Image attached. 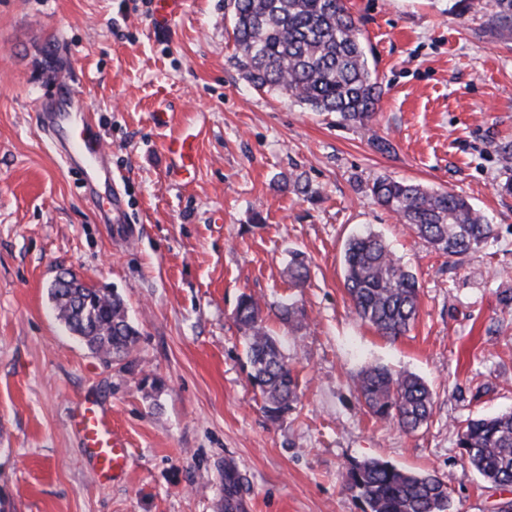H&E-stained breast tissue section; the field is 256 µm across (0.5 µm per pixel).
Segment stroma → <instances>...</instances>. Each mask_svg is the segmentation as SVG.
<instances>
[{"label": "stroma", "instance_id": "obj_1", "mask_svg": "<svg viewBox=\"0 0 512 512\" xmlns=\"http://www.w3.org/2000/svg\"><path fill=\"white\" fill-rule=\"evenodd\" d=\"M382 86L364 127L251 88L234 67L224 0H188L153 34L145 0H0V496L9 512H224L236 468L251 512H362L347 468L369 458L434 473L453 512L500 500L464 461L454 422L512 410V193L497 152L512 144V30L489 0L464 16L449 0H345ZM97 125L124 219L104 223L40 131L60 80ZM184 130L198 161L182 180L165 148ZM388 139L391 153L375 150ZM389 175L447 189L492 217L497 234L462 257L435 252L383 210L369 187ZM307 179L315 197L294 191ZM380 235L416 276L421 307L389 340L355 315L343 248ZM309 262L288 281L293 251ZM116 290L140 332L132 354H92L58 321L62 271ZM264 316L299 373L301 401L269 418L250 382L234 312ZM296 302L297 328L275 318ZM369 365L415 374L433 415L408 434L375 423L355 381ZM104 397L134 456L95 482L69 427Z\"/></svg>", "mask_w": 512, "mask_h": 512}]
</instances>
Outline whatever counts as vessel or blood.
I'll use <instances>...</instances> for the list:
<instances>
[{
	"label": "vessel or blood",
	"mask_w": 512,
	"mask_h": 512,
	"mask_svg": "<svg viewBox=\"0 0 512 512\" xmlns=\"http://www.w3.org/2000/svg\"><path fill=\"white\" fill-rule=\"evenodd\" d=\"M186 0H153L155 31H166L185 11ZM43 129L54 138L68 167L85 183L111 184L112 169L104 156L101 138L92 125L75 120L71 113L45 111ZM185 175H192L197 163V145L187 136L171 137L166 145ZM70 427L78 435L95 479L109 483L123 477L132 466L126 439L115 430L112 414L100 401H81L70 417Z\"/></svg>",
	"instance_id": "b4317fda"
}]
</instances>
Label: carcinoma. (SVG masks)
<instances>
[{
	"label": "carcinoma",
	"mask_w": 512,
	"mask_h": 512,
	"mask_svg": "<svg viewBox=\"0 0 512 512\" xmlns=\"http://www.w3.org/2000/svg\"><path fill=\"white\" fill-rule=\"evenodd\" d=\"M492 24L512 29V0H491ZM235 53L231 57L256 90L286 96L313 112H336L342 120L367 125L376 114L381 86L368 66L358 20L344 0H229ZM376 202L396 215L435 251L450 258L482 247L496 226L463 196L390 176L372 182ZM344 285L361 321L381 335H405L420 307L413 273L374 233L355 235L343 254ZM308 265L295 253L288 277L305 281ZM56 318L89 350L114 362L125 360L139 332L117 292L90 285L52 288ZM278 318L303 323L294 303H283ZM235 320L246 339L251 381L262 409L277 419L299 401V377L286 361L279 339L250 295L240 298ZM358 398L381 423L413 433L428 424L432 393L418 376L365 367L357 380ZM467 463L495 489L512 487V411L468 418L453 426ZM346 487L363 512H451L448 483L431 473L403 470L370 459L346 471Z\"/></svg>",
	"instance_id": "carcinoma-1"
}]
</instances>
